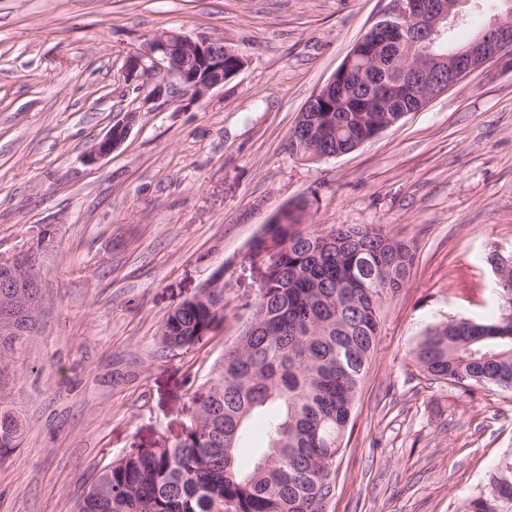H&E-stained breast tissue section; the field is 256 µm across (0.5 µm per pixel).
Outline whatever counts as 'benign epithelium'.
<instances>
[{
  "label": "benign epithelium",
  "mask_w": 512,
  "mask_h": 512,
  "mask_svg": "<svg viewBox=\"0 0 512 512\" xmlns=\"http://www.w3.org/2000/svg\"><path fill=\"white\" fill-rule=\"evenodd\" d=\"M464 0H390L383 18L362 36L336 69L329 81L304 105L302 111L312 112L319 100L330 97L350 100L356 111L379 108L386 98L410 102L403 113L418 112L441 95L448 93L472 73L493 63L512 68V12L507 10L492 19L470 42L447 55L432 50L448 28L464 21ZM405 43L420 47L413 62L388 66L389 51ZM237 60L235 68L224 70V54ZM245 66V59L224 43L206 37H194L177 31H161L147 42L144 49L127 57L126 71L131 77H148L158 72L176 78L195 100L203 99L209 91L236 76ZM390 72V79L375 94L356 96L350 86L355 68ZM135 112H128L112 124L109 131L95 142L84 157L96 164L112 155L127 139L137 121ZM7 268L3 287L12 281L27 279L36 274L34 294L22 300L0 305V324L9 333L7 324L21 314H36L41 289L44 287L39 268L38 252L34 249L18 252L8 258L0 257V268Z\"/></svg>",
  "instance_id": "obj_1"
}]
</instances>
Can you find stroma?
<instances>
[{
  "mask_svg": "<svg viewBox=\"0 0 512 512\" xmlns=\"http://www.w3.org/2000/svg\"><path fill=\"white\" fill-rule=\"evenodd\" d=\"M390 0H0V254L39 245L37 330L13 363L19 447L0 454V512H75L102 467L175 445L198 386L252 312L249 248L305 198L314 225L410 240L406 286L335 463L327 512H462L512 452V392L430 379L413 352L442 323L496 307L490 256L512 258V72H475L373 140L304 161L288 135ZM177 30L244 69L203 100L128 55ZM127 140L83 157L126 112ZM224 321L170 350L161 328L208 284Z\"/></svg>",
  "mask_w": 512,
  "mask_h": 512,
  "instance_id": "1",
  "label": "stroma"
}]
</instances>
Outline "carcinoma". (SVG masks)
<instances>
[{
	"label": "carcinoma",
	"instance_id": "carcinoma-1",
	"mask_svg": "<svg viewBox=\"0 0 512 512\" xmlns=\"http://www.w3.org/2000/svg\"><path fill=\"white\" fill-rule=\"evenodd\" d=\"M386 112H350L329 104L310 112L318 134L288 141L305 160L347 153ZM301 199L274 215L248 258L263 281L250 321L224 361L194 392L195 411L171 447L138 448L103 467L77 512H325L333 496L332 467L374 353L380 310L405 287L414 245L382 226L307 223ZM497 310L429 331L414 352L434 380L463 388L512 390V262H503ZM224 320V294L207 288L178 304L162 328L170 350L208 341ZM35 328L0 335V448H15L22 423L7 399L10 361ZM265 428V446L239 462L250 427ZM468 512H512V453L504 455L489 494Z\"/></svg>",
	"mask_w": 512,
	"mask_h": 512
}]
</instances>
